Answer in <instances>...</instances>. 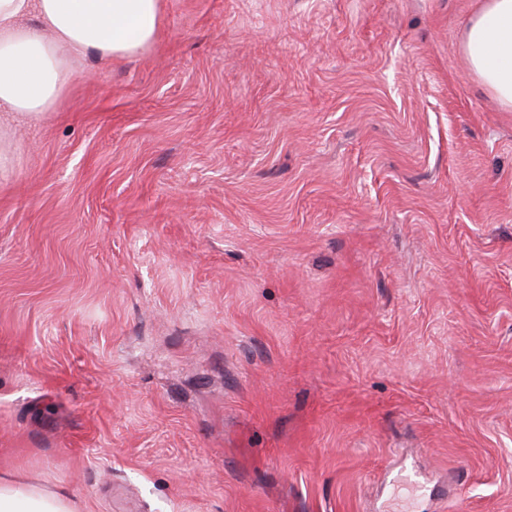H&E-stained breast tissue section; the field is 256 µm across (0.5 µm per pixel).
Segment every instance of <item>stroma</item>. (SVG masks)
Masks as SVG:
<instances>
[{
    "label": "stroma",
    "instance_id": "35a3bbf8",
    "mask_svg": "<svg viewBox=\"0 0 512 512\" xmlns=\"http://www.w3.org/2000/svg\"><path fill=\"white\" fill-rule=\"evenodd\" d=\"M481 0H164L0 178V471L79 512H512V111ZM461 50L480 84L512 111V0H483Z\"/></svg>",
    "mask_w": 512,
    "mask_h": 512
}]
</instances>
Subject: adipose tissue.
Here are the masks:
<instances>
[{
	"mask_svg": "<svg viewBox=\"0 0 512 512\" xmlns=\"http://www.w3.org/2000/svg\"><path fill=\"white\" fill-rule=\"evenodd\" d=\"M162 9L163 0H0V176L11 169L6 130L57 106L71 60L142 53L158 36ZM461 50L480 84L512 110V0H483ZM0 512L77 510L62 489L0 476Z\"/></svg>",
	"mask_w": 512,
	"mask_h": 512,
	"instance_id": "1",
	"label": "adipose tissue"
}]
</instances>
